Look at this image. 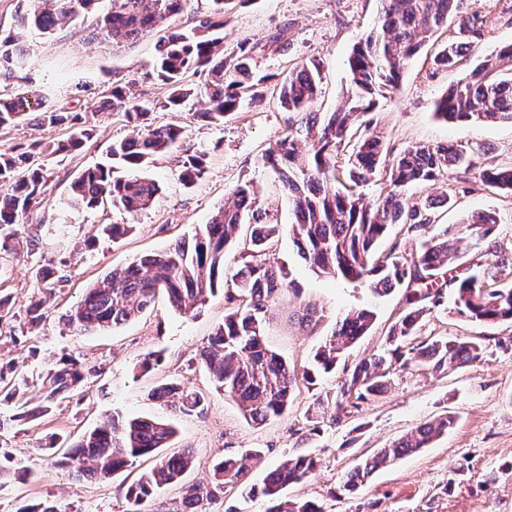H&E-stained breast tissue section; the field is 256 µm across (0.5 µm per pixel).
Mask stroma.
Returning <instances> with one entry per match:
<instances>
[{"label":"stroma","mask_w":512,"mask_h":512,"mask_svg":"<svg viewBox=\"0 0 512 512\" xmlns=\"http://www.w3.org/2000/svg\"><path fill=\"white\" fill-rule=\"evenodd\" d=\"M210 7V0H188L184 13L170 17L156 32L119 45L90 33L83 24L62 27L50 39L29 32L24 38L28 68L18 78L0 83L1 97L23 92L43 96L88 114L95 127L79 152L46 162L49 204L17 227L20 238L38 236L36 256L23 253L0 266V290L12 296L14 311L21 316L38 289L31 273L34 262L53 263L58 277L56 296L39 327L15 338L0 335V357L17 363L26 398L39 405V378L62 357L77 359L89 371L83 393L60 400L46 416L0 432V445L33 472L27 483L0 484V512H15L21 502L45 500L60 512H127L122 487L147 467V460L105 480L78 481L38 450L49 434L75 437L116 412L159 417L174 425L175 447L195 452L183 485L207 481L217 459L249 450L262 454L250 472L258 482L289 452L301 449L316 458L317 468L285 493L315 500L324 512H512V321L470 322L455 314L453 295H446L443 305L422 318L420 336L484 335L489 339L487 356L445 376L424 367L396 370L385 393L348 409L337 424L332 423L334 410L327 405L339 381L335 374L310 387L299 385L285 415L257 426L248 425L238 407L216 392L207 370L193 359L224 320L223 294L209 297L193 317L172 311L161 298L154 309L103 334H84L67 326L64 317L87 286L209 223L226 194L245 181L281 226L272 256L286 263L295 284L294 291L267 314L265 341L272 351L289 363L303 364L337 319L351 309L369 306L376 313L373 329L353 351L354 356L368 357L380 350L387 328L403 312L400 292L377 298L367 285L318 275L301 259L287 230L294 221L293 204L263 162L267 150L290 132L299 150L309 147L305 129L292 124L290 113L279 105L281 83L294 66L317 60L322 75L318 109L337 111L348 89L349 54L377 26L381 0H249L235 7L226 16L225 49L244 37L264 46L269 34L279 30L285 34L283 49L264 46L255 57V69L265 78L263 102L244 106L219 126L186 112L176 115L158 109L149 116L154 124L182 127L184 145L205 155L202 177L189 186L180 182L178 155L173 152L151 166L149 175L162 191L137 216L110 205L92 210L66 205L71 180L105 162L112 142L129 133L121 116L100 109L103 91L112 82L128 81L138 101H163L167 89L151 76L157 38L184 25L187 15ZM457 8L463 15L483 16L485 38L460 66L438 71L432 65L433 55L454 38L455 31L438 32L410 61L398 88L376 95L374 120L386 133V150L392 156L411 145L454 144L482 165L510 163L512 124L490 119L450 123L435 113L437 100L450 84L468 75L483 56L512 43V0H457ZM479 212L501 217L497 237L505 251L512 252V194L478 184L458 194L454 204L438 208L439 224L429 232L437 234L439 225L457 224ZM104 224H126L130 230L113 241L101 237ZM307 303L321 315L313 329L297 320ZM155 351L163 353V363L140 375V360ZM165 382L202 393L203 413L183 415L152 399L151 390ZM444 412L455 418L448 434L378 470L358 497L342 494L341 483L357 457L387 446Z\"/></svg>","instance_id":"stroma-1"}]
</instances>
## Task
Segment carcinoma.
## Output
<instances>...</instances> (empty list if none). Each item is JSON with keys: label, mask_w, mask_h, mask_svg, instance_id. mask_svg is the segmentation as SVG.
Segmentation results:
<instances>
[{"label": "carcinoma", "mask_w": 512, "mask_h": 512, "mask_svg": "<svg viewBox=\"0 0 512 512\" xmlns=\"http://www.w3.org/2000/svg\"><path fill=\"white\" fill-rule=\"evenodd\" d=\"M16 31L0 37V82L10 80L27 63L23 34L36 29L51 37L62 25L90 21L96 34L116 43L136 41L159 23L184 11L187 0H111V8H99V0H20ZM232 0H212L213 8L189 18L190 26L174 29L156 47L155 71L167 86L161 107L172 112L184 109L197 97L188 76L205 75L207 107L194 116L209 124H222L224 117L239 110L244 98L259 100L253 61L258 46L243 38L230 55L220 49L227 23L226 5ZM378 26L364 41L353 47L348 59L349 88L345 107L324 116L314 111L321 93L318 63L296 66L282 84L280 106L301 116L306 132L312 135L306 160L298 162L294 135L289 133L268 150L269 165L291 197L295 223L289 225L299 255L319 274L363 282L373 295L382 297L403 290L405 312L386 334L385 347L368 358H352L350 353L370 331L373 309L349 312L336 322L331 334L318 346L310 364L297 368L271 351L264 341L269 307L294 288L285 265L267 259L272 252L279 225L271 213L258 206L250 183L237 185L210 223L196 230L190 239L181 238L163 251L137 258L121 272H109L87 288L73 306L68 323L83 333L106 332L124 325L155 305L158 294L166 295L169 306L180 314H193L219 289L224 292V322L214 330L208 345L199 354L216 390L232 400L245 421L259 425L280 417L288 410L290 394L303 381L342 367L334 404L336 410L357 408L380 396L391 371L397 367L420 366L446 374L484 358L486 337L423 338L419 324L424 315L441 304L446 290L456 295L457 313L472 321L493 324L512 320V282L502 272L512 266V257L502 254L496 237L500 218L492 213L478 215L442 233L426 236L434 223L433 204L428 200L409 203L399 188L415 184L442 183L441 196L450 201L457 189H448V172H462L460 180L473 175L489 188L512 193V164L485 167L473 155L454 145L430 147L413 145L386 163L385 135L368 118L375 92L399 85L412 58L438 31L453 23L457 36L435 55L438 68L455 66L459 58L474 49L473 38L482 36L485 20L477 13L457 14L455 0H383ZM512 61V44L484 57L469 75L448 86L436 102V114L449 122L481 119L512 121V76L501 74L502 62ZM102 106L119 112L131 126V135L112 143L109 162L88 168L71 181L67 204L93 209L112 206L135 217L149 209L160 194V185L148 170L167 155L181 138L182 127L175 123L155 126L148 122L151 109L135 100L129 83H112L103 95ZM36 112L38 124L65 127L68 138L38 142L31 148L0 150V263L17 255L16 226L33 211L47 204V179L39 160L43 156L79 151L91 138V129L79 112H64L43 100L21 94L0 98V127L11 126ZM349 149L352 167L345 177L353 186L335 189L341 182L336 155ZM180 178L195 183L204 170L202 156L186 148L179 160ZM381 177L392 189L370 202L355 192L354 186ZM246 224L251 228L243 251L234 259L237 268L225 274L224 263L233 244L232 233ZM393 226L398 236L388 253L379 256V240ZM473 238L485 244L483 254L473 259L461 251L459 243ZM53 289H40V297L26 309L29 323L42 320L45 296ZM16 366L0 358V398L18 401ZM84 366L62 359L41 375L42 405L27 408L22 403L9 421L22 424L56 405L59 397L82 389ZM151 397L173 404L185 415L204 410L199 393L175 383L156 386ZM454 417L429 420L392 444L360 459L346 475L340 491L355 496L381 468L402 456L414 454L448 433ZM176 435L175 427L151 417L125 418L114 415L66 446L57 435L49 436L41 450L69 469L75 478L93 475L101 479L124 470L139 458L151 466L125 489L129 512L155 493L182 481L192 463L190 448L163 455ZM260 457L258 451L226 456L213 466L212 481L185 488L181 506L171 512H188L204 500L238 490L243 500L266 502L265 512H323L316 502L287 499L282 490L305 479L316 468L311 454L295 450L260 483L248 479V462ZM25 480L30 471L6 452H0V476Z\"/></svg>", "instance_id": "carcinoma-1"}]
</instances>
